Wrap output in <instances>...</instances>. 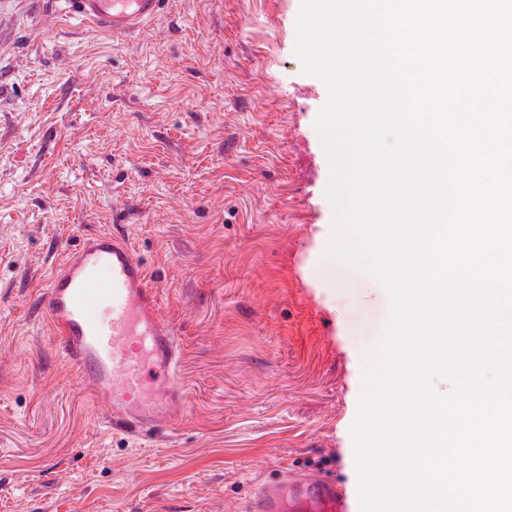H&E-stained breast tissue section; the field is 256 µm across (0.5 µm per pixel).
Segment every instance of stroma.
I'll return each instance as SVG.
<instances>
[{"instance_id": "obj_1", "label": "stroma", "mask_w": 512, "mask_h": 512, "mask_svg": "<svg viewBox=\"0 0 512 512\" xmlns=\"http://www.w3.org/2000/svg\"><path fill=\"white\" fill-rule=\"evenodd\" d=\"M301 0H165L129 37L0 0V512H234L283 472L359 482L352 427L386 289L336 222L294 52ZM116 228L180 333L182 414L112 432L35 306Z\"/></svg>"}]
</instances>
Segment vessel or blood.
<instances>
[{
    "instance_id": "obj_1",
    "label": "vessel or blood",
    "mask_w": 512,
    "mask_h": 512,
    "mask_svg": "<svg viewBox=\"0 0 512 512\" xmlns=\"http://www.w3.org/2000/svg\"><path fill=\"white\" fill-rule=\"evenodd\" d=\"M64 2L80 22L130 36L158 17L164 0ZM38 305L112 429L143 436L183 410L179 332L123 235L83 234L48 275ZM244 512H350V504L335 480L291 473L261 484Z\"/></svg>"
}]
</instances>
